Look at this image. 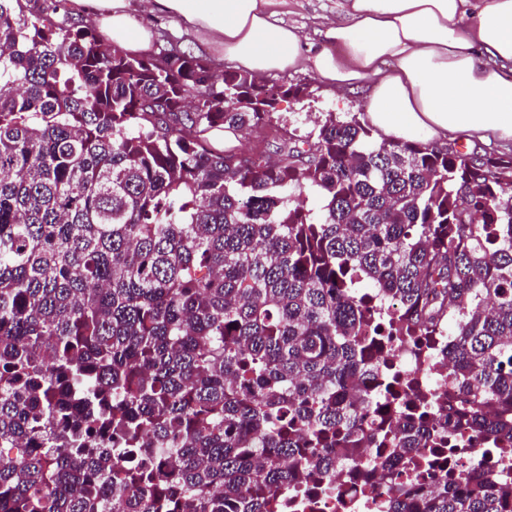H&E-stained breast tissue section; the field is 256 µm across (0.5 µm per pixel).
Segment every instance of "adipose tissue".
<instances>
[{
	"label": "adipose tissue",
	"instance_id": "adipose-tissue-1",
	"mask_svg": "<svg viewBox=\"0 0 512 512\" xmlns=\"http://www.w3.org/2000/svg\"><path fill=\"white\" fill-rule=\"evenodd\" d=\"M72 2L132 54L155 37L136 10L157 9L248 72L309 68L339 89L368 86L366 117L381 140L512 143V0H345L318 51L276 23L271 0Z\"/></svg>",
	"mask_w": 512,
	"mask_h": 512
}]
</instances>
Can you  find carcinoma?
<instances>
[{"instance_id":"1","label":"carcinoma","mask_w":512,"mask_h":512,"mask_svg":"<svg viewBox=\"0 0 512 512\" xmlns=\"http://www.w3.org/2000/svg\"><path fill=\"white\" fill-rule=\"evenodd\" d=\"M311 94L0 0V512H271L312 477L330 512L366 448L387 512H512L507 474L400 480L458 418L512 451V156L302 137L278 104ZM446 331L447 389L378 386L374 337Z\"/></svg>"}]
</instances>
